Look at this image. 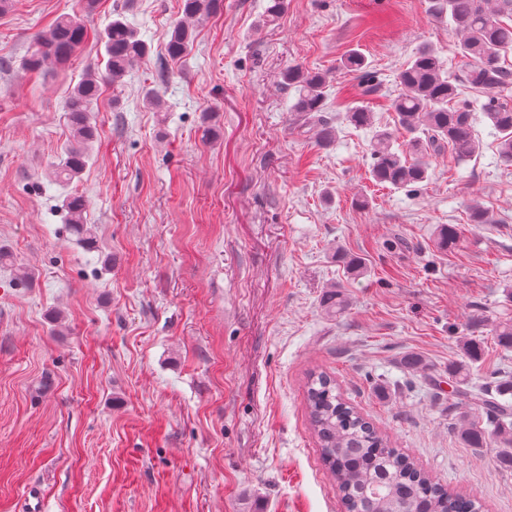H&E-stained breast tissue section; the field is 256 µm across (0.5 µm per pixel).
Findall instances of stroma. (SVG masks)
Here are the masks:
<instances>
[{"instance_id":"1","label":"stroma","mask_w":512,"mask_h":512,"mask_svg":"<svg viewBox=\"0 0 512 512\" xmlns=\"http://www.w3.org/2000/svg\"><path fill=\"white\" fill-rule=\"evenodd\" d=\"M267 5L224 0L179 59L181 0H13L0 17V512H25L34 486L44 512H345L305 409L320 370L436 481L512 512V469L462 442L448 379L463 361L476 388L512 372L494 337L512 323V165L478 111L471 161L431 157L413 191L370 175L400 71L430 46L462 75L458 38L431 0H287L274 19ZM120 10L150 53L107 86L64 188L49 173L72 138L65 101L103 71L99 47L63 72L24 60L56 17L86 11L100 30ZM351 49L375 90L341 67ZM293 66L330 77L329 146L292 110ZM353 105L372 126L345 123ZM71 191L95 250L70 234ZM448 224L460 239L442 251ZM333 283L348 305L330 317ZM194 40L193 29L185 22L179 21L173 25L167 45L168 55L172 59L187 53Z\"/></svg>"}]
</instances>
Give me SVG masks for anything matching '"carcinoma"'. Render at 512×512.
Instances as JSON below:
<instances>
[{
  "instance_id": "1",
  "label": "carcinoma",
  "mask_w": 512,
  "mask_h": 512,
  "mask_svg": "<svg viewBox=\"0 0 512 512\" xmlns=\"http://www.w3.org/2000/svg\"><path fill=\"white\" fill-rule=\"evenodd\" d=\"M223 0H183L187 19L219 12ZM433 10L448 16L459 34L458 53L467 62L463 82L487 96L480 106L498 141V157L512 164V0H433ZM90 26L89 15L63 14L51 28L36 36L38 48L26 59V67L40 71L47 62L69 64L82 46ZM194 40L193 29L184 21L173 25L167 45L168 55L179 58L187 53ZM97 41L104 49L105 73L88 75L69 93L66 112L73 133L53 171L59 182H69L81 174L90 157L86 144L96 136L90 112L98 101L101 85L115 83L148 54L147 45L118 13L98 33ZM344 69L366 71L365 56L350 51L341 61ZM285 86L297 91L293 111L315 132L318 143L329 145L336 129L323 110L329 87L328 75L309 73L298 67L288 68L282 75ZM402 92L393 100L400 127L409 135L407 147L412 154L406 160L393 149L389 131H377L371 147V177L379 184L397 189L418 185L429 178L427 157L431 153L449 152L459 163H466L481 151V142L473 125L474 106L459 103V84L448 71L435 49L420 48L410 66L400 74ZM347 121L363 127L371 124V116L355 106L346 110ZM70 231L80 244L90 247L96 237L93 226L85 223L86 202L80 196L65 200ZM324 311L334 316L347 306L341 285L332 284L321 298ZM497 345L512 350V323L494 329ZM463 367H452L448 378L458 386V396L471 402L470 412L463 416L461 438L472 448H499V463L512 466V375L497 380L494 392L475 393L461 388L466 381ZM309 423L321 449L345 512H480L476 500L456 495L433 480L408 456L389 443L366 420L361 411L338 392L336 380L325 372L309 375L305 386ZM496 418V427L488 431L477 425V413Z\"/></svg>"
}]
</instances>
